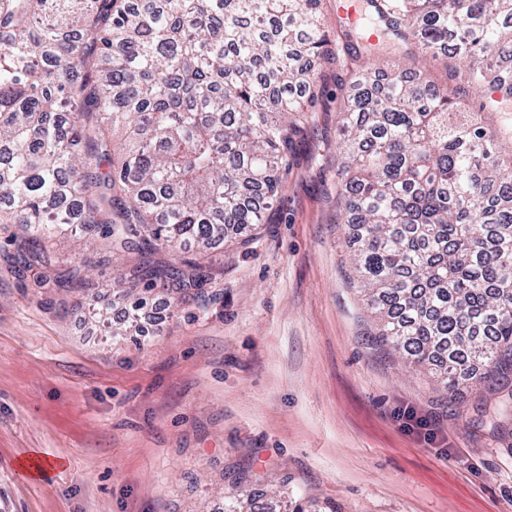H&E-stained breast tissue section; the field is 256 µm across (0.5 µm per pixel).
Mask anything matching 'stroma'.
<instances>
[{
  "label": "stroma",
  "instance_id": "1",
  "mask_svg": "<svg viewBox=\"0 0 512 512\" xmlns=\"http://www.w3.org/2000/svg\"><path fill=\"white\" fill-rule=\"evenodd\" d=\"M415 52L405 42L378 63L451 85L456 60ZM349 89V70L325 66L256 236L183 252L209 267L202 290L137 286L159 315L151 340L130 327L133 297L112 293L136 254L65 231L22 274L21 229L0 224V512H219L234 484L255 512H512V416L483 418L504 390L446 400L365 340L336 209ZM80 257L87 269L56 287ZM32 456L47 476H19Z\"/></svg>",
  "mask_w": 512,
  "mask_h": 512
}]
</instances>
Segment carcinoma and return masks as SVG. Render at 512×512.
<instances>
[{
    "mask_svg": "<svg viewBox=\"0 0 512 512\" xmlns=\"http://www.w3.org/2000/svg\"><path fill=\"white\" fill-rule=\"evenodd\" d=\"M366 57H418L512 106V0H366ZM321 0H0V224L25 270L40 239L96 227L136 252L134 285L202 289L224 225L264 222L320 92ZM376 35L377 42L370 41ZM336 204L378 328L369 345L436 367L447 394L512 371V165L457 102L399 72L352 82ZM124 134L114 162L113 135Z\"/></svg>",
    "mask_w": 512,
    "mask_h": 512,
    "instance_id": "carcinoma-1",
    "label": "carcinoma"
}]
</instances>
